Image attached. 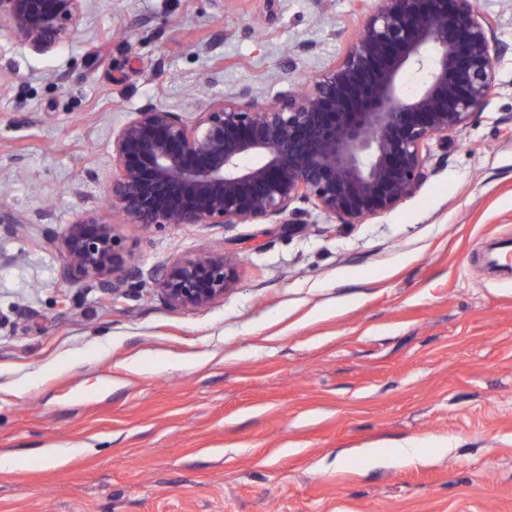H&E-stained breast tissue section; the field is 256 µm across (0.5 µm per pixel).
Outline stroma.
Instances as JSON below:
<instances>
[{"mask_svg": "<svg viewBox=\"0 0 512 512\" xmlns=\"http://www.w3.org/2000/svg\"><path fill=\"white\" fill-rule=\"evenodd\" d=\"M486 109L431 141L414 197L361 224L143 231L105 207L112 133L244 85L304 86L359 0H90L64 48L0 31V512H512V0ZM113 225L161 271L235 254L223 301L62 280L70 224ZM415 440L421 459L367 456Z\"/></svg>", "mask_w": 512, "mask_h": 512, "instance_id": "35a3bbf8", "label": "stroma"}]
</instances>
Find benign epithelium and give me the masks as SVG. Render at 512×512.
<instances>
[{
    "label": "benign epithelium",
    "mask_w": 512,
    "mask_h": 512,
    "mask_svg": "<svg viewBox=\"0 0 512 512\" xmlns=\"http://www.w3.org/2000/svg\"><path fill=\"white\" fill-rule=\"evenodd\" d=\"M88 0H0V29L36 52L70 41ZM494 36L475 0H374L351 48L304 91L225 92L188 119L148 102L112 134L116 176L106 194L128 225L306 224L308 204L360 224L413 197L429 141L485 110ZM60 276L112 296L155 282L177 309L224 299L235 261L197 253L153 276L133 263L111 224L68 225Z\"/></svg>",
    "instance_id": "7a95c632"
}]
</instances>
